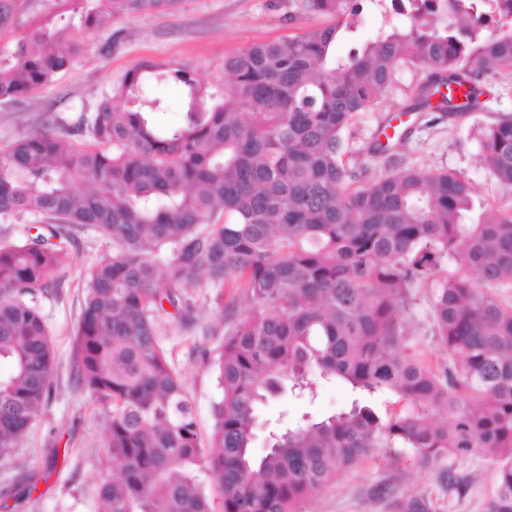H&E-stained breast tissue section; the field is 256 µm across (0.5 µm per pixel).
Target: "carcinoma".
<instances>
[{"instance_id":"cac0c4a2","label":"carcinoma","mask_w":512,"mask_h":512,"mask_svg":"<svg viewBox=\"0 0 512 512\" xmlns=\"http://www.w3.org/2000/svg\"><path fill=\"white\" fill-rule=\"evenodd\" d=\"M409 19L336 54L363 2ZM179 0H99L74 28L80 0H58L0 60V103H19L74 68L86 38L112 18L165 13ZM328 18L224 59V99L182 68L145 61L112 93L64 123L0 150V217L41 218L43 231L0 244V460L50 401L54 357L35 298L58 287L74 225L112 251L85 271L76 377L107 410L96 512H299L343 472L385 451L420 464L479 455L497 465L484 512H512V213L471 217L473 188L446 171L395 162L406 135L379 125L368 146L388 155L369 177L346 143L378 112L403 68L420 78L399 112L481 109L486 78L512 68V0H300ZM182 87L178 122L161 90ZM386 139H381V136ZM90 139L78 148L73 138ZM484 163L512 189V118L486 129ZM241 289L224 301L223 288ZM214 288L237 309L214 362L223 397L200 444L182 377L161 337L170 305L193 321L190 291ZM430 291L448 363L425 367L407 347L414 290ZM356 395L351 408L302 418L257 457L258 409L285 388L314 397L318 380ZM398 395L404 411L375 401ZM400 512H444L419 496Z\"/></svg>"}]
</instances>
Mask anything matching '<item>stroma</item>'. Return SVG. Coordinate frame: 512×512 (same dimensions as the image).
I'll return each mask as SVG.
<instances>
[{
	"mask_svg": "<svg viewBox=\"0 0 512 512\" xmlns=\"http://www.w3.org/2000/svg\"><path fill=\"white\" fill-rule=\"evenodd\" d=\"M8 18L0 23V55L34 21L51 18L52 0H5ZM299 0H179L168 14L132 13L92 34L73 70L34 92L18 105L0 104V149L57 117H68L81 106L95 105L111 92L125 73L149 60L189 70L213 95L224 89V58L256 42L297 33L291 17ZM482 111L448 124L438 113L406 115L401 128L407 138L398 152L406 167L445 170L460 174L474 188V209L505 210L512 207V190L497 185L481 162L486 126L512 116V72L493 76ZM380 115L362 114L349 146L368 175L383 172L385 160L373 156L367 146L377 132ZM71 262L57 278L60 292L41 297L37 306L46 322L55 355L50 401L42 416L21 440L9 460L0 463V512H95L97 490L114 465L106 461L102 446V412L79 386L74 344L81 313L84 274L112 244L91 226L71 229ZM214 291L197 288L193 323H171L162 345L181 374L192 401L202 444H209L213 410L223 390L210 360L216 359L224 342L225 313L213 302ZM432 316L426 290H418L409 329L410 345L423 363L440 368L448 356L432 334ZM354 398L340 383L323 384L315 400L291 393L272 399L259 411L260 422L252 442L263 454L268 434L301 421L347 410ZM462 486L448 494L440 469L378 453L355 469L345 471L320 494L301 505V512H396V502L426 494L450 504L452 512H484L495 487V465L472 456L445 460ZM443 466V467H444ZM48 471L32 494H25L27 475Z\"/></svg>",
	"mask_w": 512,
	"mask_h": 512,
	"instance_id": "obj_1",
	"label": "stroma"
}]
</instances>
